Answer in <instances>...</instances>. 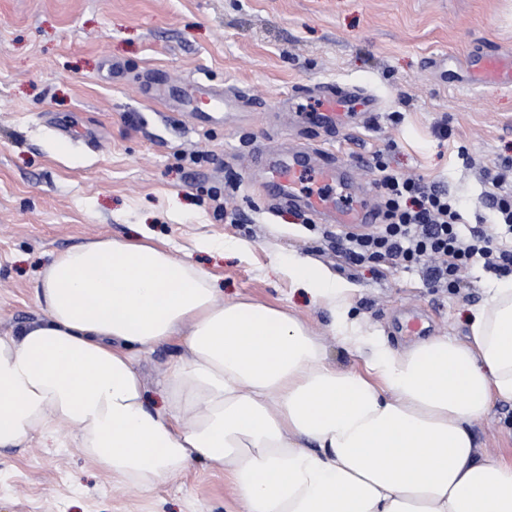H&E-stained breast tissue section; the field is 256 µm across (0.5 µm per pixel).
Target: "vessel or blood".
<instances>
[{
    "label": "vessel or blood",
    "instance_id": "b4317fda",
    "mask_svg": "<svg viewBox=\"0 0 512 512\" xmlns=\"http://www.w3.org/2000/svg\"><path fill=\"white\" fill-rule=\"evenodd\" d=\"M491 75L487 86L501 90L512 88V61L490 58ZM188 105L205 110L208 118L223 113L247 112L251 100L245 91L212 86L204 80L192 81ZM322 108L314 119L321 126L335 129L350 112H373L378 101L372 94L355 85L342 87L326 84L316 90ZM263 186L272 207L288 206L317 216H329L331 223L341 226H362L374 223L376 213L364 202L356 201L346 207H336L328 189L344 186L350 181L348 171L340 169L329 153L318 144L299 143L267 157L261 168ZM312 175L315 186L302 185L305 175Z\"/></svg>",
    "mask_w": 512,
    "mask_h": 512
}]
</instances>
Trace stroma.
I'll return each instance as SVG.
<instances>
[{
    "label": "stroma",
    "instance_id": "35a3bbf8",
    "mask_svg": "<svg viewBox=\"0 0 512 512\" xmlns=\"http://www.w3.org/2000/svg\"><path fill=\"white\" fill-rule=\"evenodd\" d=\"M512 55V0H0V334L41 316L38 270L98 236L150 235L174 256L195 239L243 242L245 255L194 252L219 300L299 314L328 361L360 364L330 333L327 311L295 291L290 255L353 288V314L396 349L425 336L465 337L469 311L500 271L472 263L460 288L421 268L355 264L336 227L272 208L256 151L324 143L355 181L337 191L379 205L373 167L445 187L463 228L492 229L493 179L512 178V90L490 91L487 55ZM235 85L262 111L205 121L175 101L195 78ZM355 84L378 111L327 135L307 112L277 105L294 87ZM482 455L512 462V404L474 427ZM0 512H247L204 461L144 498L123 489L67 439L0 452Z\"/></svg>",
    "mask_w": 512,
    "mask_h": 512
}]
</instances>
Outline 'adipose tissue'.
I'll return each mask as SVG.
<instances>
[{
	"label": "adipose tissue",
	"mask_w": 512,
	"mask_h": 512,
	"mask_svg": "<svg viewBox=\"0 0 512 512\" xmlns=\"http://www.w3.org/2000/svg\"><path fill=\"white\" fill-rule=\"evenodd\" d=\"M288 274L360 373L285 308L217 303L214 276L165 248L101 236L53 255L42 317L0 334V447L71 439L142 495L205 459L248 512H512V463L480 457L473 431L512 402V276L466 339L398 350L325 267L292 258ZM166 344L183 353L156 404L138 363Z\"/></svg>",
	"instance_id": "ef3b65f1"
}]
</instances>
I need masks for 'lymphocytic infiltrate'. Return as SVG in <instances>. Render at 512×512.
Returning a JSON list of instances; mask_svg holds the SVG:
<instances>
[{"label": "lymphocytic infiltrate", "instance_id": "obj_1", "mask_svg": "<svg viewBox=\"0 0 512 512\" xmlns=\"http://www.w3.org/2000/svg\"><path fill=\"white\" fill-rule=\"evenodd\" d=\"M384 191L383 223L371 233L345 231L336 237V250L358 263L384 260L419 265L435 288H458L462 271L475 260L485 266H512V248L493 246L484 231L463 236L455 198L447 189L389 173L375 162Z\"/></svg>", "mask_w": 512, "mask_h": 512}]
</instances>
